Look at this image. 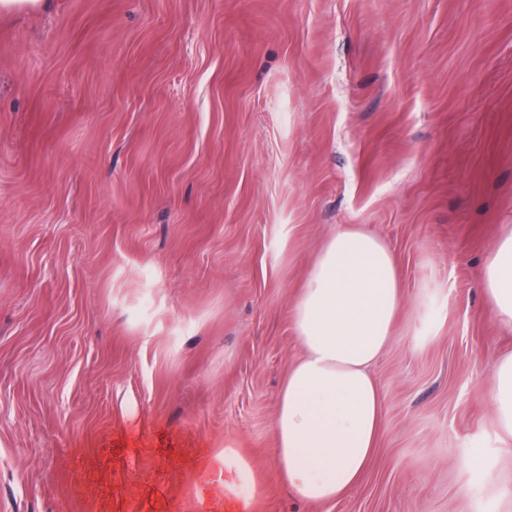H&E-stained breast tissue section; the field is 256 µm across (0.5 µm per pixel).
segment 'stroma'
<instances>
[{
	"label": "stroma",
	"mask_w": 512,
	"mask_h": 512,
	"mask_svg": "<svg viewBox=\"0 0 512 512\" xmlns=\"http://www.w3.org/2000/svg\"><path fill=\"white\" fill-rule=\"evenodd\" d=\"M361 225L403 302L342 500L275 477L292 304ZM512 0H52L0 15V512H512ZM483 451L479 468L466 459ZM484 285L493 317L512 325V231L503 237L489 258ZM490 403L500 429L512 435V354L495 364L492 374ZM224 483V498L237 512H253L264 483L254 464L239 448L225 444L213 455Z\"/></svg>",
	"instance_id": "stroma-1"
}]
</instances>
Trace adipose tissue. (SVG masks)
Wrapping results in <instances>:
<instances>
[{"label": "adipose tissue", "mask_w": 512, "mask_h": 512, "mask_svg": "<svg viewBox=\"0 0 512 512\" xmlns=\"http://www.w3.org/2000/svg\"><path fill=\"white\" fill-rule=\"evenodd\" d=\"M485 292L493 317L512 325V233L489 258ZM402 302L397 264L381 239L346 225L328 239L292 306L303 355L278 395L273 424L277 475L298 499L330 503L363 477L382 427L383 404L371 368L387 347ZM490 403L512 435V354L495 364ZM224 497L254 512L264 489L254 464L225 445L213 456Z\"/></svg>", "instance_id": "ef3b65f1"}]
</instances>
